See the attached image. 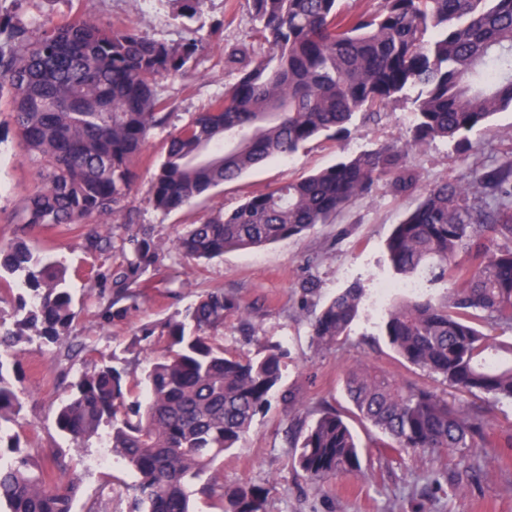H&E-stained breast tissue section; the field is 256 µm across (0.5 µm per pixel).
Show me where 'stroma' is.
<instances>
[{
  "label": "stroma",
  "instance_id": "stroma-1",
  "mask_svg": "<svg viewBox=\"0 0 512 512\" xmlns=\"http://www.w3.org/2000/svg\"><path fill=\"white\" fill-rule=\"evenodd\" d=\"M14 9L32 25L48 17L60 22L79 14L169 42L179 41L185 27L200 30L210 46L199 55L193 73L162 82V95L175 125L205 109L233 81V73L224 67L222 46L253 41L247 0H207L203 11L190 20L177 16L170 0H23L19 5L0 0V10ZM412 121L411 102L398 100L374 120L355 119L347 136L311 141L292 156L256 168L197 199L191 207L167 215L146 201L168 135L167 130H154L138 165L129 219L135 225L151 226L156 240L171 244L184 225L234 208L246 197L268 192L339 158L404 140ZM469 140L461 148L438 139L414 152L411 162L420 186L464 181L476 169L512 159V111L494 115L486 126L471 132ZM36 185V175L18 144L12 114L0 103V237L37 241L47 258L64 266L76 312L68 342L52 343L34 336L24 343L11 373L23 410L10 430L29 450L46 449L43 466L51 464L50 451L69 453L70 470L79 477L75 512H85L87 504L97 500L108 512H129L126 486L131 474L117 461L96 465L106 444L102 436L91 439L80 454H70L69 440L54 424V412L67 397L70 383L102 360L143 373L147 363L131 347L134 334L142 325L186 310L202 290L219 288L235 294L248 310L249 330H242L237 317H228L221 339L225 351L251 357L258 341L280 344L285 352L282 385L300 390L306 406L325 401L339 410L348 408L344 375L357 365L412 378V371L395 360L380 332L382 313L375 304V286L390 277L385 242L394 225L415 208L419 193L398 194L383 181L331 223L316 225L302 237L259 249L228 251L201 263L168 261L166 277L147 279L137 308L106 323L101 318L106 302L86 274L107 272L122 263L119 243L125 227L114 224V246L105 255L87 248L83 234L15 223V214ZM354 283L362 286L365 297L348 338L333 348L316 350L311 336L314 312ZM306 287L311 295H303ZM69 342L84 345V352L70 360L59 358ZM293 415L279 398H272L237 448L215 463L212 476L228 487L248 482L269 488L268 512H512V447L504 445L512 436L510 404L491 409L497 447L462 448L449 455L392 450L386 446V437L370 425L351 421L361 446V474L330 478L318 485L305 480L294 467L293 449L285 436Z\"/></svg>",
  "mask_w": 512,
  "mask_h": 512
}]
</instances>
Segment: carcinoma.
<instances>
[{
    "mask_svg": "<svg viewBox=\"0 0 512 512\" xmlns=\"http://www.w3.org/2000/svg\"><path fill=\"white\" fill-rule=\"evenodd\" d=\"M192 18L206 0H172ZM342 0H248L260 54L224 47L235 74L224 93L173 127L147 193L168 214L311 140L350 133L412 92L413 122L402 143H386L309 176L290 179L231 210L189 224L171 247L145 225L123 238L124 262L94 283L112 281L106 321L137 306L141 278L161 273L174 252L212 260L257 249L327 224L386 180L398 193L418 188L409 155L435 139L463 141L491 116L512 109V0H380L372 12L341 10ZM186 28L177 42L127 26L76 17L37 30L0 13V99L9 102L37 189L15 216L28 227L93 226L86 237L112 252V225L127 210L137 163L152 131L168 124L163 79L185 76L204 50ZM393 281L451 284L436 298L420 292L387 306L381 331L406 368L440 381L469 401L455 405L425 385L401 383L367 366L349 369L352 413L412 454L512 447L493 439L484 402L512 404V160L464 182L424 189L385 244ZM18 281L14 328L0 323V512H72L77 482L55 457L44 469L4 433L20 402L9 367L32 336L57 342L76 313L66 272L24 240H0V270ZM364 289L349 286L315 313L312 344L330 349L349 336ZM247 310L222 289L141 327L133 344L151 355L145 380L106 363L83 373L55 423L81 450L109 428L112 456L132 472L131 512H192L200 494L214 512H267L269 489L215 478L193 488L224 452L237 447L279 394L284 351L258 343L249 358L228 356L218 337ZM145 401L131 399L141 384ZM293 463L312 483L361 472L359 445L344 415L328 403L289 425Z\"/></svg>",
    "mask_w": 512,
    "mask_h": 512,
    "instance_id": "carcinoma-1",
    "label": "carcinoma"
}]
</instances>
